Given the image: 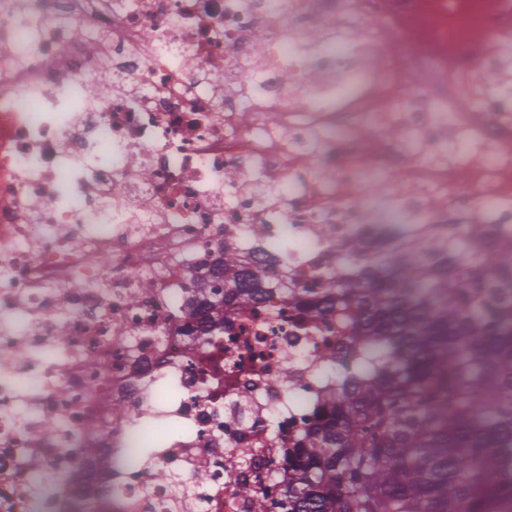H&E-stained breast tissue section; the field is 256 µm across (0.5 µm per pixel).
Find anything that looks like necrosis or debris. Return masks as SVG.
<instances>
[{"instance_id":"1","label":"necrosis or debris","mask_w":512,"mask_h":512,"mask_svg":"<svg viewBox=\"0 0 512 512\" xmlns=\"http://www.w3.org/2000/svg\"><path fill=\"white\" fill-rule=\"evenodd\" d=\"M511 64L512 0H0V512L280 490L324 341L280 329L284 298L211 325L213 261L231 240L263 268L260 226L297 284L354 264L387 237L354 176L407 153L406 228L512 238V81L480 80Z\"/></svg>"}]
</instances>
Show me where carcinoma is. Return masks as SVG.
Here are the masks:
<instances>
[{"label":"carcinoma","mask_w":512,"mask_h":512,"mask_svg":"<svg viewBox=\"0 0 512 512\" xmlns=\"http://www.w3.org/2000/svg\"><path fill=\"white\" fill-rule=\"evenodd\" d=\"M487 237L379 247L317 289L224 244L210 317L278 292L342 336L318 359L321 404L279 496L237 486L248 512H512V244Z\"/></svg>","instance_id":"1"}]
</instances>
